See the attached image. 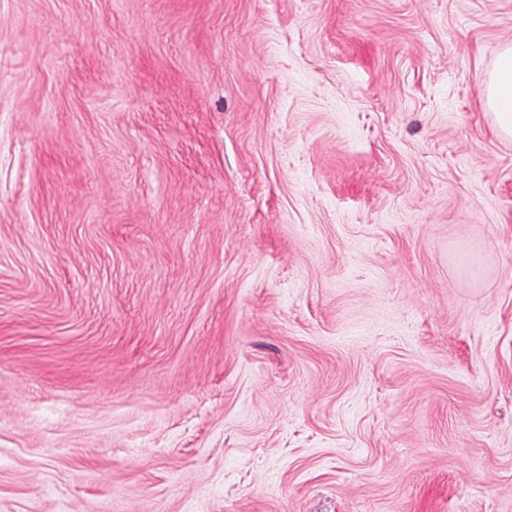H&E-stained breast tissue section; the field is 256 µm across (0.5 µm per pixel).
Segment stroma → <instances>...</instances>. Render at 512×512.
I'll return each mask as SVG.
<instances>
[{
  "mask_svg": "<svg viewBox=\"0 0 512 512\" xmlns=\"http://www.w3.org/2000/svg\"><path fill=\"white\" fill-rule=\"evenodd\" d=\"M512 0H0V512H512ZM486 106L493 111L499 134L512 137V46L505 47L495 68L478 77Z\"/></svg>",
  "mask_w": 512,
  "mask_h": 512,
  "instance_id": "35a3bbf8",
  "label": "stroma"
}]
</instances>
